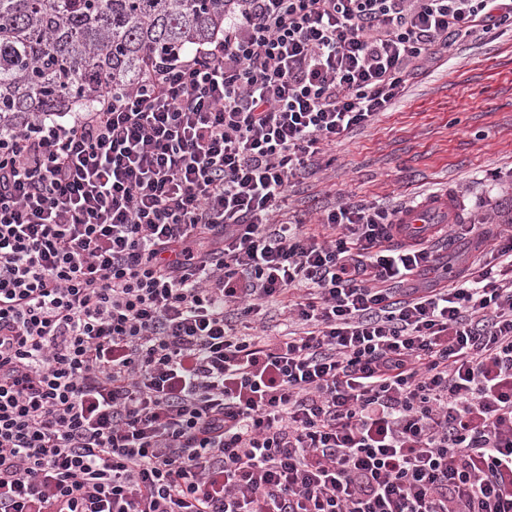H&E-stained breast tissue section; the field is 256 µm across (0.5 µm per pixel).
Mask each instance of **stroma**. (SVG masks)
Listing matches in <instances>:
<instances>
[{
  "label": "stroma",
  "mask_w": 512,
  "mask_h": 512,
  "mask_svg": "<svg viewBox=\"0 0 512 512\" xmlns=\"http://www.w3.org/2000/svg\"><path fill=\"white\" fill-rule=\"evenodd\" d=\"M332 165L290 187L288 219L316 223L354 202L391 209L458 192L461 223L512 197V24L459 39L440 67L408 76L400 98L328 146Z\"/></svg>",
  "instance_id": "1"
}]
</instances>
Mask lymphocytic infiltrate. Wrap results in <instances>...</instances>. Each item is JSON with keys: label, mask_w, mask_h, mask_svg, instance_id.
<instances>
[{"label": "lymphocytic infiltrate", "mask_w": 512, "mask_h": 512, "mask_svg": "<svg viewBox=\"0 0 512 512\" xmlns=\"http://www.w3.org/2000/svg\"><path fill=\"white\" fill-rule=\"evenodd\" d=\"M509 20L232 0L220 38L0 133V512H512V233L452 286L444 225L280 219L325 146Z\"/></svg>", "instance_id": "1"}]
</instances>
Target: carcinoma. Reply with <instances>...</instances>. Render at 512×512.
<instances>
[{"instance_id": "obj_1", "label": "carcinoma", "mask_w": 512, "mask_h": 512, "mask_svg": "<svg viewBox=\"0 0 512 512\" xmlns=\"http://www.w3.org/2000/svg\"><path fill=\"white\" fill-rule=\"evenodd\" d=\"M229 0H0V131L82 108L105 82L221 35Z\"/></svg>"}]
</instances>
